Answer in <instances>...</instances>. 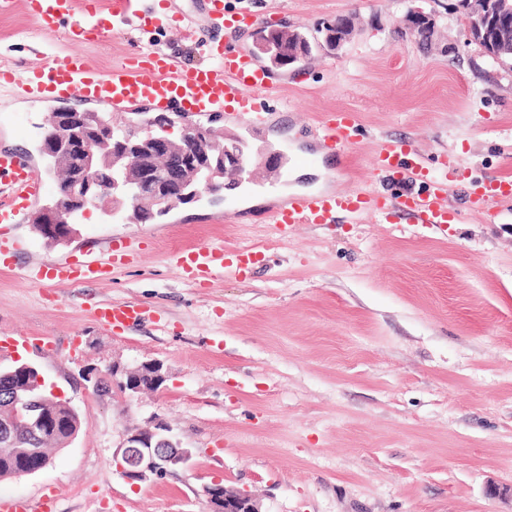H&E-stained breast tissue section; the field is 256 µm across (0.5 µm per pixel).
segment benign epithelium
<instances>
[{
  "instance_id": "benign-epithelium-1",
  "label": "benign epithelium",
  "mask_w": 512,
  "mask_h": 512,
  "mask_svg": "<svg viewBox=\"0 0 512 512\" xmlns=\"http://www.w3.org/2000/svg\"><path fill=\"white\" fill-rule=\"evenodd\" d=\"M453 10L463 19L467 43L488 45L487 56L498 59L499 47L507 44L504 36L512 30V0H455ZM432 21L429 14L413 8L397 26L417 42L418 32ZM353 30V17L340 16L336 38L327 41V47H341ZM177 123L180 134L172 137L170 132ZM51 126L53 131L40 139V152L49 159L47 171L57 178V202L40 208L35 220L50 229L61 226L64 233H50V238L59 242L69 241L77 218L92 209L130 213L157 205L168 211L176 204L193 201L206 188L212 199L219 200L218 179L238 183L253 174L249 154L227 147L219 150L204 123L176 122L164 112L145 119L129 112L114 125L92 123L84 112L62 111L52 113ZM162 368L156 361L145 362L133 372L114 366L112 376L123 375L117 386L133 396L146 390L139 373H145L150 383L161 385L166 380ZM19 370L35 374L36 385L45 396L13 399L0 425L3 448L12 447L21 434L36 435L44 430L48 424L45 405L50 401L58 400L76 412L69 401L58 399L55 385L35 366L25 361ZM113 460L121 476L136 484L188 466L191 452L174 439L168 425L153 416L149 426L126 431ZM203 494L210 512H262L252 495L220 482L205 485Z\"/></svg>"
}]
</instances>
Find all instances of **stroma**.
I'll return each mask as SVG.
<instances>
[{
    "instance_id": "stroma-1",
    "label": "stroma",
    "mask_w": 512,
    "mask_h": 512,
    "mask_svg": "<svg viewBox=\"0 0 512 512\" xmlns=\"http://www.w3.org/2000/svg\"><path fill=\"white\" fill-rule=\"evenodd\" d=\"M450 2L249 0L266 24L307 33L341 14L358 19L340 49L272 70L266 127L250 131L225 115L211 124L285 150L283 175L254 164L256 187L225 190L218 204L201 197L152 224L93 210L66 243L44 239L30 212L0 225V239L23 245L0 269V354L37 363L82 418L42 470L0 482L1 497L51 486L56 512H208L202 488L220 480L264 512H512L487 493L512 486V199L498 203L493 224L465 197L470 180L512 181V66L466 44ZM201 3L173 0L162 26H129L79 51L104 71L152 49L197 65L178 19H200ZM410 5L436 18L431 51L396 33ZM46 46L69 48L63 32L44 33L24 10L0 16V61L35 68ZM58 107L0 98V151L43 166L39 127ZM337 111L355 124L334 157L316 130ZM391 138L409 141L435 172L456 171L447 234L368 214L300 224L284 240L268 226L267 213L292 192L425 193L374 170L375 149ZM314 152L320 164L296 167ZM112 240L135 257L105 280L30 278L50 260L80 264ZM201 244H258L265 259L245 278L192 282L172 256ZM103 301L137 302L154 317L113 331L92 317ZM150 361L166 376L154 392L96 393L85 379L92 369L110 381L113 367ZM153 415L193 456L132 485L113 454Z\"/></svg>"
}]
</instances>
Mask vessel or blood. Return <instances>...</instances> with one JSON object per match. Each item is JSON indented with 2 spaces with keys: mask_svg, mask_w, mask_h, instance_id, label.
<instances>
[{
  "mask_svg": "<svg viewBox=\"0 0 512 512\" xmlns=\"http://www.w3.org/2000/svg\"><path fill=\"white\" fill-rule=\"evenodd\" d=\"M25 9L47 32L55 31L61 21H68L65 36L75 43H90L104 36L107 29H120L138 15L137 0H114L111 20H104L102 10L90 0H0V15ZM205 14L211 25L232 24L241 30L258 28L259 15L248 6L226 11L224 0H206ZM198 50L205 64L181 67L160 51L150 52L144 64L123 60L109 71H101L87 57L50 54L42 67L28 71L0 67V88L11 94L23 93L34 98L54 101L92 102L117 116L129 108L147 104L159 112L179 107L186 117L203 119L230 111L246 119L254 128L264 127L268 114L260 99L271 86L268 69L246 48H235L217 41H199ZM354 123L351 113L334 112L320 129L325 145L347 142ZM376 171L402 176L429 186L425 195L402 194L383 197L373 193L315 192L292 194L274 209L269 220L279 237H287L298 224H331L341 212L369 213L379 223H389L399 215L411 216L416 223L446 231L454 217L448 205L447 174L433 175L430 168L404 139L382 142L373 155ZM50 186L39 170L22 155L0 152V224L14 223ZM512 195V182L486 178L473 182L467 191L472 214L491 215L499 199ZM254 247L227 248L201 245L173 256L182 276L189 280L212 278L219 273L245 274L255 262ZM107 271L98 260L90 259L72 266L58 262L42 265L34 278L57 286L76 280H100ZM98 323L120 329L145 321L151 308L134 302L98 304L92 312ZM55 490L33 498H0V512H54Z\"/></svg>",
  "mask_w": 512,
  "mask_h": 512,
  "instance_id": "b4317fda",
  "label": "vessel or blood"
}]
</instances>
